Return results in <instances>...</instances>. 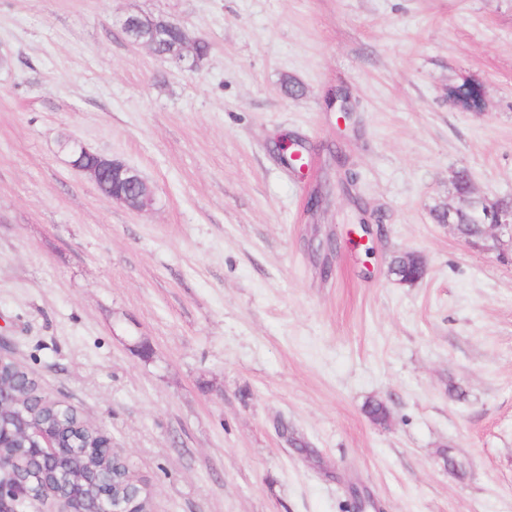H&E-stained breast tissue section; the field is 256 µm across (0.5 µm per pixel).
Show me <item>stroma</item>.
Here are the masks:
<instances>
[{
    "label": "stroma",
    "instance_id": "1",
    "mask_svg": "<svg viewBox=\"0 0 512 512\" xmlns=\"http://www.w3.org/2000/svg\"><path fill=\"white\" fill-rule=\"evenodd\" d=\"M130 15L208 41L201 68L130 44ZM0 55V352L153 512H353V485L370 512H512V263L433 218L460 169L512 197V0H0ZM465 82L480 111L449 102ZM71 155L73 168L87 175L107 199L136 211L144 210L153 203L152 190L136 169L120 160L105 157L78 141H75ZM105 175H109L111 183H117L119 187L102 193L101 180Z\"/></svg>",
    "mask_w": 512,
    "mask_h": 512
}]
</instances>
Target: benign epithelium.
I'll list each match as a JSON object with an SVG mask.
<instances>
[{"label":"benign epithelium","instance_id":"obj_1","mask_svg":"<svg viewBox=\"0 0 512 512\" xmlns=\"http://www.w3.org/2000/svg\"><path fill=\"white\" fill-rule=\"evenodd\" d=\"M129 30L128 40L138 46L153 48L164 40L166 30L177 26L162 16L144 19L130 15L123 23ZM197 37L183 30L182 49L166 57L180 71H195L201 67L202 58L191 54ZM74 169L87 175L96 185L102 187L103 176L108 175L118 187L104 194V197L132 210L141 211L153 203V193L139 172L124 162L105 157L81 142L74 143L71 152ZM512 241V205L496 207L485 224L483 242L471 244L473 248L502 253L501 245ZM20 391L16 384L0 378V512H18V506L33 493L22 479L18 467L29 459L49 468L58 467L70 459L73 449L83 456L115 457L112 439L104 432H98L99 440L94 445H75L60 436L48 426L34 427L19 408ZM153 496L149 486L130 481L126 498L116 497L113 481L96 475L93 481L78 478L65 489L57 491L50 486L43 488L41 497L52 498L60 505L58 512H139L138 501Z\"/></svg>","mask_w":512,"mask_h":512}]
</instances>
